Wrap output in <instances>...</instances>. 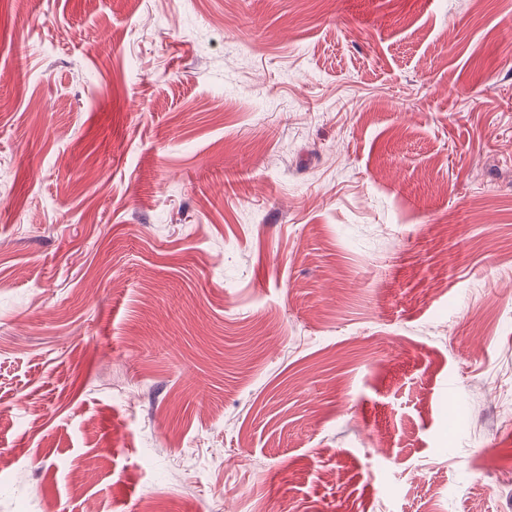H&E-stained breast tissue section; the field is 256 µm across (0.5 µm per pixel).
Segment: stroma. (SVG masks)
Wrapping results in <instances>:
<instances>
[{"label":"stroma","mask_w":512,"mask_h":512,"mask_svg":"<svg viewBox=\"0 0 512 512\" xmlns=\"http://www.w3.org/2000/svg\"><path fill=\"white\" fill-rule=\"evenodd\" d=\"M511 416L512 0H0V512H512Z\"/></svg>","instance_id":"35a3bbf8"}]
</instances>
